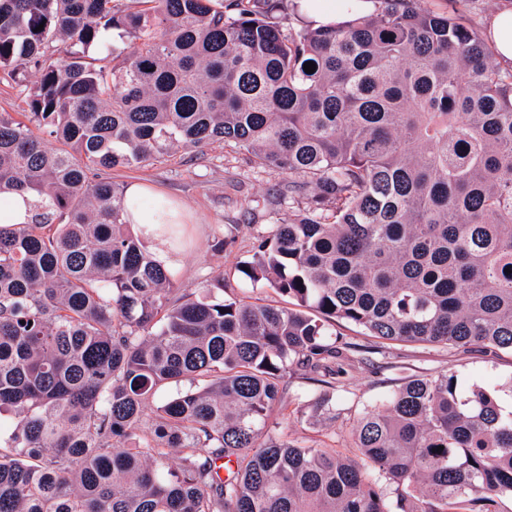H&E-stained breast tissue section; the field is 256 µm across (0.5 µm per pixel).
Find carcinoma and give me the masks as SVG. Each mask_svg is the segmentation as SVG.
I'll return each instance as SVG.
<instances>
[{
	"instance_id": "carcinoma-1",
	"label": "carcinoma",
	"mask_w": 512,
	"mask_h": 512,
	"mask_svg": "<svg viewBox=\"0 0 512 512\" xmlns=\"http://www.w3.org/2000/svg\"><path fill=\"white\" fill-rule=\"evenodd\" d=\"M285 9L0 0V72L37 77L28 122L0 113V196L35 209L0 223V512H512V411L454 374L365 412L349 455L268 428L289 368L330 385L355 350L338 320L512 350V70L417 0ZM108 34L138 40L110 68ZM218 140L307 201L238 267L281 305L195 298L125 220L112 170ZM284 26L298 28L301 21H314L317 25H333L336 22L363 16L372 8L370 0H303L300 9L298 0H287ZM297 6V7H296ZM32 198L28 195L9 196V205L2 214L0 211V222L3 224H26L30 221Z\"/></svg>"
}]
</instances>
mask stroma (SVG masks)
I'll return each instance as SVG.
<instances>
[{"mask_svg":"<svg viewBox=\"0 0 512 512\" xmlns=\"http://www.w3.org/2000/svg\"><path fill=\"white\" fill-rule=\"evenodd\" d=\"M112 178L126 187L150 183L183 205V222L171 225L168 234L178 284L199 290L221 276L238 297L278 302L274 291L246 280L238 267L249 259L257 234L304 209V199L277 195L287 189L288 173L255 167L245 151L216 141L163 164L115 169ZM230 232L236 237L233 246L217 249V241ZM335 329L345 341L367 350L370 362L337 359L336 387L330 392L336 418L327 424L311 404L321 385L289 372L282 405L269 419L288 440L350 452L363 411L380 406L408 379L446 371L455 373L462 386L494 390L501 407L512 410L511 350L487 353L410 343L382 348L377 339L351 324L340 321Z\"/></svg>","mask_w":512,"mask_h":512,"instance_id":"1","label":"stroma"}]
</instances>
